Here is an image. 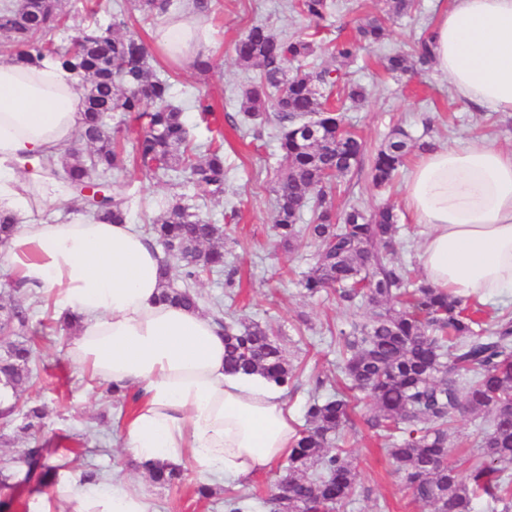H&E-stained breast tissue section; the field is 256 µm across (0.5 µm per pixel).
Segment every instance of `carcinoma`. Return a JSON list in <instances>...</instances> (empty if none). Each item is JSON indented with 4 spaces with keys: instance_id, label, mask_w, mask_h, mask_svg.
I'll use <instances>...</instances> for the list:
<instances>
[{
    "instance_id": "carcinoma-1",
    "label": "carcinoma",
    "mask_w": 512,
    "mask_h": 512,
    "mask_svg": "<svg viewBox=\"0 0 512 512\" xmlns=\"http://www.w3.org/2000/svg\"><path fill=\"white\" fill-rule=\"evenodd\" d=\"M135 10L156 26L165 14L179 9L174 0H134ZM292 7L318 23L333 8L330 0H292ZM65 21L61 0H20L0 9V32L16 47L14 56L37 65L58 61L79 77L86 109L79 141L84 149L66 147L64 163L51 167L65 187L81 201L87 218L112 224L128 221L129 201L114 191L112 179L127 170L126 157L108 131L114 113H129L138 130L132 162L160 183L183 193L157 202L159 218L145 234L165 253L161 299L187 308L201 307L197 286L211 274H225L234 285L235 270L224 269V227L210 223L186 201L184 191L203 202L224 196V141L196 143L184 109L172 101L171 83L150 65V52L140 37L122 34L124 22L103 23L89 18L75 26V45L54 46L40 35ZM387 29L376 17L366 19L353 38L332 49L333 67L306 70L300 62L320 46L309 38L274 35L254 23L235 45L237 63L257 68V76L241 91V124L257 128L275 120L281 150L275 183L274 229L286 247L308 238L318 250L302 284L308 294L336 290L338 303L355 308L367 303L371 315L363 323L336 333L340 371L345 388L362 391L371 401L364 424L392 442L388 454L413 498L432 512H474V501L485 497L500 512H512V320L502 319L492 330L481 327V309L455 298L426 281L414 282L404 267L387 259L398 233L389 207L367 212L350 207L337 215L332 205L336 180L358 169L364 143L343 126L327 92L341 85L347 98L359 101L365 90L348 85L343 67L359 44L380 45ZM391 72L406 74L430 61L428 39L410 52L385 57ZM273 113H267V108ZM321 127L318 138L304 137L306 125ZM426 151L431 144L409 145L397 132L380 149L369 169L373 184L392 182L411 148ZM96 180L103 195H82L83 185ZM310 213L303 223L304 212ZM177 278H172V271ZM20 288L0 291V320L7 335L0 341V425L23 415L19 430L28 431L46 416L43 405L20 411V402L35 375L32 307ZM224 328L225 367L258 372L278 386H289L295 367L270 328L241 318L224 317L220 302L209 310ZM352 397L336 392L309 399L305 424L298 430L284 474L267 500L275 512H336L353 495L357 474L346 450L336 446L352 422ZM463 414L484 417L476 461L465 469L448 462V430ZM24 482L47 487L54 469L36 441L22 453ZM151 479L176 486L186 479L180 468L148 470Z\"/></svg>"
}]
</instances>
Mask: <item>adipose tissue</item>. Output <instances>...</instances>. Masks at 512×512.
Returning a JSON list of instances; mask_svg holds the SVG:
<instances>
[{"label":"adipose tissue","mask_w":512,"mask_h":512,"mask_svg":"<svg viewBox=\"0 0 512 512\" xmlns=\"http://www.w3.org/2000/svg\"><path fill=\"white\" fill-rule=\"evenodd\" d=\"M203 26L184 11L155 31L172 61L203 49ZM432 62L457 98L512 112V0H451L429 34ZM78 80L58 63L0 57V212L19 230L0 246V265L42 292L56 316L77 322L70 356L92 377L138 391L122 442L141 463L246 481L288 457L296 439L287 391L257 373L224 368V333L196 309L162 301V256L133 224L77 219L32 224L21 176L46 199L63 194L43 176L79 127ZM407 210L424 227L419 261L434 287L487 299L512 292V150L487 142L434 146L405 186ZM38 512H151L134 485L62 480Z\"/></svg>","instance_id":"obj_1"}]
</instances>
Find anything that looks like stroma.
<instances>
[{"label":"stroma","mask_w":512,"mask_h":512,"mask_svg":"<svg viewBox=\"0 0 512 512\" xmlns=\"http://www.w3.org/2000/svg\"><path fill=\"white\" fill-rule=\"evenodd\" d=\"M444 2L415 0L410 14L390 19L384 44L360 49L356 60L346 65L349 78L365 87L366 98L355 103L338 91L334 102L342 106L347 127L365 142L367 154H374L399 128L412 139L438 145L486 140L512 149V114L461 102L433 66L417 75L401 76L383 66L387 54L408 49L428 33ZM386 11V0H336L334 15L320 34L323 49L314 58L313 68L331 64L328 46L350 36L365 18L382 17ZM256 22L265 23L281 37H302L310 31L308 22L292 11L289 0H212V11L203 19L212 69L202 73L193 68L191 60L175 64L157 51L151 63L158 74L169 78L172 100L184 106V116L195 126L199 139H206L207 132L197 112L188 106L198 94L209 96L224 132V161L229 170L226 192L223 198L205 204L202 213L229 233L225 249L229 264L237 270L236 286L226 291L223 277H211L199 287L203 301L221 302L225 312L279 330L298 375L288 404L300 416L311 395H326L331 386L342 388L336 330L364 321L368 311L339 307L330 290L308 296L300 280L312 262L315 244L304 239L288 249L274 235L277 131L271 124L257 133L240 128L238 98L252 73L236 63L234 44ZM405 181L401 175L393 186L377 188L362 170L339 183L334 201L341 210L352 205L367 211L391 206L400 227L392 259L419 276L423 273L418 251L424 229L412 223L404 206ZM118 191L130 198L129 220L140 226L158 215L157 200L170 193L167 186L133 167L120 176ZM73 337L70 330L60 334L46 329L35 357L37 378L24 394L26 400L46 407L43 435L48 441L46 450L58 466L55 480L79 478L85 466L92 464L104 480L141 487L155 512H224V499L231 495L250 497L252 512H268L265 500L283 473L279 465L242 484H212L207 498L197 492L206 483L204 477L191 468L180 486L169 489L153 484L122 443V420L131 411V403L108 401L100 381L72 361ZM354 403L355 425L347 432L346 450L356 468L357 483L342 512H429L405 489L383 440L365 426L369 399L358 393Z\"/></svg>","instance_id":"35a3bbf8"}]
</instances>
